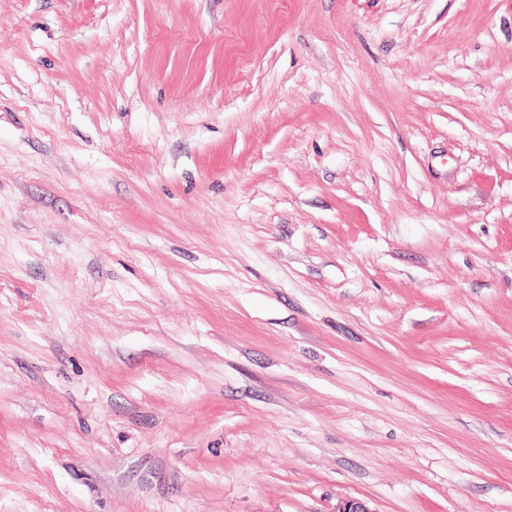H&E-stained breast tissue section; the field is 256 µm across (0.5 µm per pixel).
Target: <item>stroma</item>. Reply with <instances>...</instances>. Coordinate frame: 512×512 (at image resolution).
Masks as SVG:
<instances>
[{
	"mask_svg": "<svg viewBox=\"0 0 512 512\" xmlns=\"http://www.w3.org/2000/svg\"><path fill=\"white\" fill-rule=\"evenodd\" d=\"M512 512V0H0V512Z\"/></svg>",
	"mask_w": 512,
	"mask_h": 512,
	"instance_id": "35a3bbf8",
	"label": "stroma"
}]
</instances>
